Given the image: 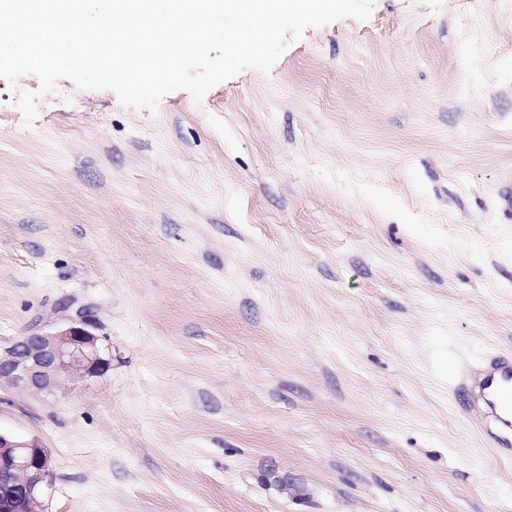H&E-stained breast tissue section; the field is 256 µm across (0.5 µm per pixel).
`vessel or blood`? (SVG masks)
<instances>
[{"mask_svg": "<svg viewBox=\"0 0 512 512\" xmlns=\"http://www.w3.org/2000/svg\"><path fill=\"white\" fill-rule=\"evenodd\" d=\"M473 392L485 407L486 423L499 447H512V359L493 360L484 378L474 382Z\"/></svg>", "mask_w": 512, "mask_h": 512, "instance_id": "obj_1", "label": "vessel or blood"}]
</instances>
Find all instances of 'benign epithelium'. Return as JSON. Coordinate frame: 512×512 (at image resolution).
Instances as JSON below:
<instances>
[{
    "mask_svg": "<svg viewBox=\"0 0 512 512\" xmlns=\"http://www.w3.org/2000/svg\"><path fill=\"white\" fill-rule=\"evenodd\" d=\"M110 358L86 323L28 333L0 350V383L51 393L67 378L105 373ZM48 451L36 440L0 432V512H47L53 488Z\"/></svg>",
    "mask_w": 512,
    "mask_h": 512,
    "instance_id": "benign-epithelium-1",
    "label": "benign epithelium"
}]
</instances>
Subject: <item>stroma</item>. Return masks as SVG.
I'll return each mask as SVG.
<instances>
[{"label":"stroma","instance_id":"35a3bbf8","mask_svg":"<svg viewBox=\"0 0 512 512\" xmlns=\"http://www.w3.org/2000/svg\"><path fill=\"white\" fill-rule=\"evenodd\" d=\"M0 78V348L112 355L0 431L47 512H512V0H374L156 108ZM487 371L483 379L471 386L476 401L485 407L488 429L497 437L499 448L508 451L512 446V357L493 360Z\"/></svg>","mask_w":512,"mask_h":512}]
</instances>
